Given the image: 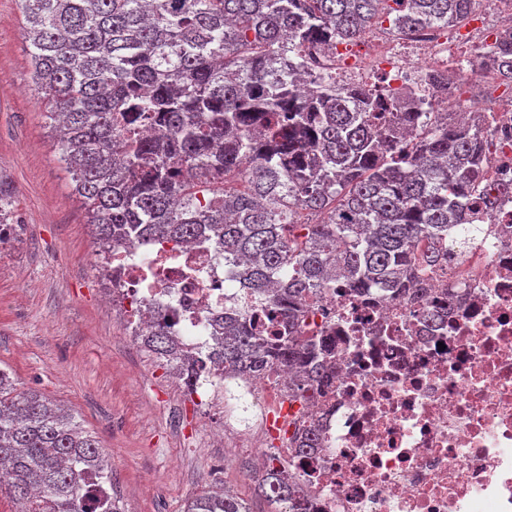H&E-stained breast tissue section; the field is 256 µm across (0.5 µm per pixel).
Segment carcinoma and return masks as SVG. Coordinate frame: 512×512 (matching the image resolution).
I'll return each instance as SVG.
<instances>
[{
    "instance_id": "cac0c4a2",
    "label": "carcinoma",
    "mask_w": 512,
    "mask_h": 512,
    "mask_svg": "<svg viewBox=\"0 0 512 512\" xmlns=\"http://www.w3.org/2000/svg\"><path fill=\"white\" fill-rule=\"evenodd\" d=\"M477 0H21L33 80L58 131L99 252L133 242L209 233L224 268L270 302L285 332L260 338L245 316L224 317L215 357L246 377L285 365L310 399L330 379L331 336H305L304 305L342 284L360 292L411 289L464 235L482 232L467 201L485 192L476 123L413 112L388 86L300 90L302 52L358 42L394 15L397 31L466 21ZM512 84V27L483 54ZM442 92L445 71L425 76ZM157 126L152 137L141 128ZM13 210L0 183V225ZM319 219L312 220L313 216ZM144 344L183 384L210 372L186 361L165 323ZM301 454L316 447L294 434ZM257 491L285 512L302 488L288 468L263 466ZM15 512H121L112 467L67 409L0 368V491ZM183 512H252L231 493L205 490Z\"/></svg>"
}]
</instances>
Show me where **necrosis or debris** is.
I'll return each mask as SVG.
<instances>
[{
    "label": "necrosis or debris",
    "mask_w": 512,
    "mask_h": 512,
    "mask_svg": "<svg viewBox=\"0 0 512 512\" xmlns=\"http://www.w3.org/2000/svg\"><path fill=\"white\" fill-rule=\"evenodd\" d=\"M502 14L476 11L459 29L425 25L358 45L311 54V72L338 86L383 73L396 89H417L425 73L454 70L465 86L483 85L489 203L493 227L461 256L421 272L422 294L336 288L307 301V334L335 336L333 374L310 403L291 400L288 367L231 385L214 371L199 403L225 391V418L258 461L280 459L305 490L300 512H512V95L500 96L488 69L454 52L464 40L484 49ZM113 297L137 300V338L155 319L170 326L181 351L216 350V324L256 305V294L224 285V254L207 236L189 246L149 242L112 255ZM307 428L316 448L284 447V431Z\"/></svg>",
    "instance_id": "obj_1"
}]
</instances>
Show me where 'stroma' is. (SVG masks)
<instances>
[{
	"mask_svg": "<svg viewBox=\"0 0 512 512\" xmlns=\"http://www.w3.org/2000/svg\"><path fill=\"white\" fill-rule=\"evenodd\" d=\"M0 181L15 192L16 215L0 246V367L95 434L122 512H183L228 454L224 484L267 512L249 452L208 438L224 425L222 409L199 413L167 365L127 336L124 309L107 302L87 211L32 79L19 0H0Z\"/></svg>",
	"mask_w": 512,
	"mask_h": 512,
	"instance_id": "1",
	"label": "stroma"
}]
</instances>
